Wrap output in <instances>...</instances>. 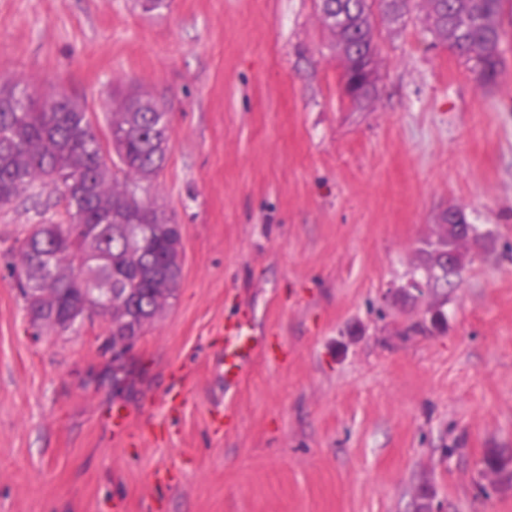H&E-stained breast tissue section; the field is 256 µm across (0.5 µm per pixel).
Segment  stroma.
I'll list each match as a JSON object with an SVG mask.
<instances>
[{
  "instance_id": "1",
  "label": "stroma",
  "mask_w": 512,
  "mask_h": 512,
  "mask_svg": "<svg viewBox=\"0 0 512 512\" xmlns=\"http://www.w3.org/2000/svg\"><path fill=\"white\" fill-rule=\"evenodd\" d=\"M373 24L357 104L321 0H0V82L79 97L100 131L115 87L167 105L149 199L183 237L116 383L109 318L36 330L13 276L60 195L0 209V512H413L424 487L441 512H512L483 465L512 454V18L490 86L428 0ZM451 208L483 241L460 242L462 276L405 291ZM244 313L271 351L230 390L224 322Z\"/></svg>"
}]
</instances>
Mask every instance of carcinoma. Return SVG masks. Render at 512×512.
<instances>
[{
    "instance_id": "carcinoma-1",
    "label": "carcinoma",
    "mask_w": 512,
    "mask_h": 512,
    "mask_svg": "<svg viewBox=\"0 0 512 512\" xmlns=\"http://www.w3.org/2000/svg\"><path fill=\"white\" fill-rule=\"evenodd\" d=\"M391 21L402 19L407 0H323L322 20L337 38L376 59L372 5ZM434 31L483 85L495 83L503 57L501 16L506 0H429ZM107 140L91 113L63 96L48 108L21 79L0 85V208L22 194L53 188L65 202L58 219L30 225L19 241V267L27 280L19 293L33 325L67 329L85 312L92 283L110 282L124 299L93 308L110 318L112 345L141 334L175 297L182 272L181 227L167 211L144 199L169 151L171 112L130 88L108 117ZM448 214V235L426 244L427 281L461 275L458 241L480 237L466 213ZM485 467L512 479V456L498 448Z\"/></svg>"
}]
</instances>
